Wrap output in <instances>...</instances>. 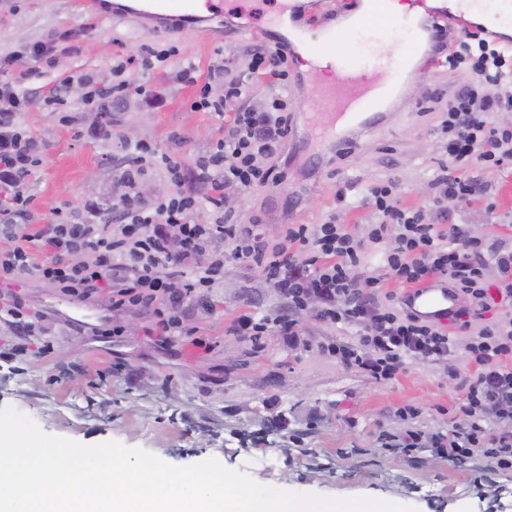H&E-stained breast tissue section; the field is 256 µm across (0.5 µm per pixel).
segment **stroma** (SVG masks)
<instances>
[{"mask_svg": "<svg viewBox=\"0 0 512 512\" xmlns=\"http://www.w3.org/2000/svg\"><path fill=\"white\" fill-rule=\"evenodd\" d=\"M244 4L256 14L253 30L209 40L188 34L163 71H127L133 84L159 95V111L147 110L131 93L97 118L74 94L69 121L39 103L24 113L23 129L43 144L31 177L36 223H52L62 208L87 222L95 210L117 202V167L131 142L150 141L188 168L208 154L224 134V120L193 110L191 103L197 84L219 65L245 85L241 107L265 106L275 88L253 77L252 54L279 0ZM65 32L77 34L79 51L62 57L56 70L21 61L32 86L53 85L74 71L110 82L113 62L138 56L148 39L126 23L83 11L81 0H0V50ZM466 80L444 67L410 79L378 129L359 136L350 153L330 155L316 166L299 135L301 112L320 83L310 76L288 111L296 136L272 160L284 184L236 192L226 213L258 220L273 245L285 225L320 224L334 213L361 237L372 221L369 187L390 181L400 203L425 210L430 222L466 224L490 238L512 234V174L473 168L469 177L481 187L480 196L442 210L433 206L441 192L437 127L445 106L426 109L425 97L433 88L447 94ZM20 289L34 330L27 352L19 354L12 350L11 327L0 320V408L28 415L48 434L84 445L115 440L174 466L213 457L262 486L296 493L366 496L416 512H512V472L497 476L491 488L479 460L454 464L429 448L407 453L378 440L380 432L398 429L396 411L406 405L418 409L422 429H451L447 409L461 394L443 366L412 361L396 380L376 381L322 350L333 341L354 343L355 327L325 323L309 312L295 341L277 332L257 342L229 333L243 310L283 317L291 312L285 290L255 269L226 263L212 309L184 310V319L207 340L205 350L179 336L159 344L153 318L144 311L115 315L102 302L67 308L53 285L36 277L22 280ZM115 323L123 326L122 335H108Z\"/></svg>", "mask_w": 512, "mask_h": 512, "instance_id": "obj_1", "label": "stroma"}]
</instances>
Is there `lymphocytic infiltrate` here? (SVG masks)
Here are the masks:
<instances>
[{
	"label": "lymphocytic infiltrate",
	"mask_w": 512,
	"mask_h": 512,
	"mask_svg": "<svg viewBox=\"0 0 512 512\" xmlns=\"http://www.w3.org/2000/svg\"><path fill=\"white\" fill-rule=\"evenodd\" d=\"M440 51L449 69L469 74L468 81L449 94L439 127L450 168L441 179L443 199L457 203L476 193L467 177L473 166L512 167V126L487 119L494 112L512 111V53L469 30L455 33ZM61 55L55 38L0 53V234L11 240L9 247L0 248V285L8 289L0 294V318L17 335L33 331L24 301L10 292L27 276L44 279L73 300L106 296L116 314L130 309L149 312L160 336L190 335L181 316L185 305L209 304L214 288L224 280L225 263L233 261L287 286L295 310H304L312 300L318 320L357 326V344L326 347L345 366L384 382L396 379L411 360L447 366L449 377L459 380L463 392L453 408L452 431L424 432L416 423L417 409L405 406L397 411L404 423L397 434L401 447L429 446L454 463L479 456L488 473L512 471V319L485 325L462 345L437 323L393 305L392 294L385 290L390 279L407 287L434 278L449 281L459 302L454 322L468 330L472 316L501 301L512 303V245L506 239L488 240L464 224L444 229L430 223L423 210L402 208L389 183L369 189L373 216L362 239L332 216L321 224L289 225L281 243L271 249L259 222H230L224 214L225 188L250 191L281 184L261 161L281 155L288 135L291 61L280 47L270 45L260 46L252 59L253 74L272 78L277 89L263 110H229V101L244 94L237 82L226 83L220 98L212 96L207 83L197 91L193 108L224 119L223 137L195 163L197 179L209 187L206 195L183 190L181 163L157 155L150 142L139 140L130 144V165L121 173L126 191L114 225L74 224L63 218L40 225L35 232L24 231L18 220L32 214L30 178L42 149L40 141L22 128L21 114L39 99L49 106H64L68 100L58 85L36 95L19 62L28 57L53 69ZM126 71V61H116L114 80L108 85L77 75L85 89L83 105L98 110L131 93L134 86ZM151 159L166 170L174 190L148 205L137 185L146 175L145 161ZM207 205L215 214L213 222H197L196 213ZM388 238L394 244L383 254L381 273L364 271L367 244ZM218 241L228 245V252L214 251ZM35 243L45 254L38 263L31 253ZM491 265L499 273L494 283L485 275ZM299 324L296 318L258 317L244 310L230 330L255 339L277 330L294 336ZM461 354L466 357L462 369L455 365Z\"/></svg>",
	"instance_id": "lymphocytic-infiltrate-1"
}]
</instances>
